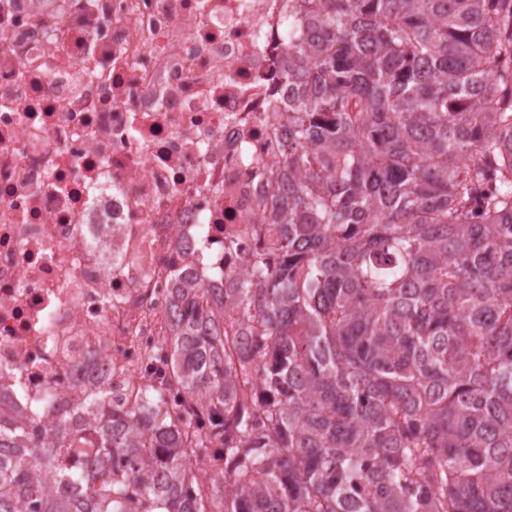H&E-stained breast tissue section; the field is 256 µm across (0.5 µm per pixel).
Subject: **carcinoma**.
<instances>
[{
	"instance_id": "carcinoma-1",
	"label": "carcinoma",
	"mask_w": 512,
	"mask_h": 512,
	"mask_svg": "<svg viewBox=\"0 0 512 512\" xmlns=\"http://www.w3.org/2000/svg\"><path fill=\"white\" fill-rule=\"evenodd\" d=\"M300 2L279 247L153 383L0 415V512H512V0Z\"/></svg>"
}]
</instances>
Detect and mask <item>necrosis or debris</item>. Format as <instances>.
<instances>
[{"instance_id": "obj_1", "label": "necrosis or debris", "mask_w": 512, "mask_h": 512, "mask_svg": "<svg viewBox=\"0 0 512 512\" xmlns=\"http://www.w3.org/2000/svg\"><path fill=\"white\" fill-rule=\"evenodd\" d=\"M294 5L0 0V412L145 385L180 277L275 248Z\"/></svg>"}]
</instances>
